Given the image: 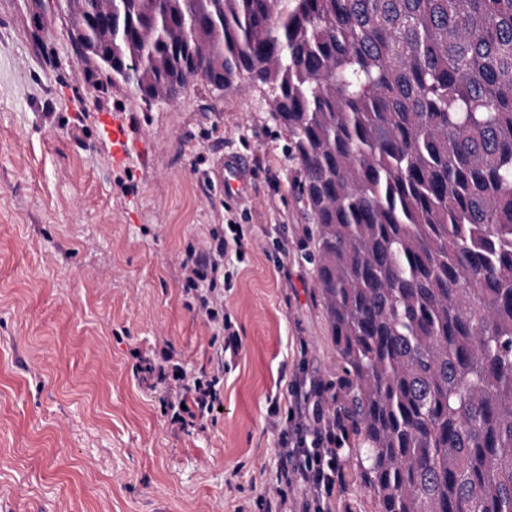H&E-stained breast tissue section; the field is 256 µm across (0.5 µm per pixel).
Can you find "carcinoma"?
Segmentation results:
<instances>
[{
	"label": "carcinoma",
	"mask_w": 512,
	"mask_h": 512,
	"mask_svg": "<svg viewBox=\"0 0 512 512\" xmlns=\"http://www.w3.org/2000/svg\"><path fill=\"white\" fill-rule=\"evenodd\" d=\"M150 101L268 87L376 512H512V0H65Z\"/></svg>",
	"instance_id": "1"
}]
</instances>
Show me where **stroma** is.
<instances>
[{
    "label": "stroma",
    "instance_id": "stroma-1",
    "mask_svg": "<svg viewBox=\"0 0 512 512\" xmlns=\"http://www.w3.org/2000/svg\"><path fill=\"white\" fill-rule=\"evenodd\" d=\"M288 143L249 79L149 103L80 52L63 0H0V512H265L277 498L290 385L340 370ZM235 157L245 186L229 200ZM229 217L249 243L226 267L233 353L180 281L187 246ZM166 349L186 375L224 369L222 409L200 426L169 424V387L132 356ZM338 459L335 512H375L353 449Z\"/></svg>",
    "mask_w": 512,
    "mask_h": 512
}]
</instances>
